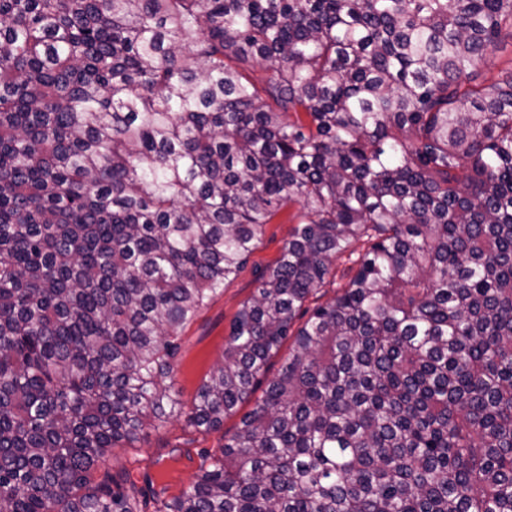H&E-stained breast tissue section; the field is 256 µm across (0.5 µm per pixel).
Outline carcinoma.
Wrapping results in <instances>:
<instances>
[{
  "mask_svg": "<svg viewBox=\"0 0 512 512\" xmlns=\"http://www.w3.org/2000/svg\"><path fill=\"white\" fill-rule=\"evenodd\" d=\"M507 38L512 0H0V512H512V71L468 72ZM292 206L182 412L178 329ZM250 400L170 502L100 472Z\"/></svg>",
  "mask_w": 512,
  "mask_h": 512,
  "instance_id": "carcinoma-1",
  "label": "carcinoma"
}]
</instances>
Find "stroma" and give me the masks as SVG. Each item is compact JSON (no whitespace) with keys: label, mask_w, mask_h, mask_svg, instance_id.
I'll return each mask as SVG.
<instances>
[{"label":"stroma","mask_w":512,"mask_h":512,"mask_svg":"<svg viewBox=\"0 0 512 512\" xmlns=\"http://www.w3.org/2000/svg\"><path fill=\"white\" fill-rule=\"evenodd\" d=\"M296 224L291 211L280 212L264 228L257 249L238 276L213 294L196 316L179 329L178 352L173 361L171 392L183 408H190L196 392L211 368L224 355V339L241 305L252 295L260 270L274 263L291 239ZM240 422L226 418L217 431H204L173 419L159 428H147L137 442L114 449L103 463L106 470H128L137 487L153 484L173 499L187 489L201 463L202 453L218 451Z\"/></svg>","instance_id":"35a3bbf8"}]
</instances>
